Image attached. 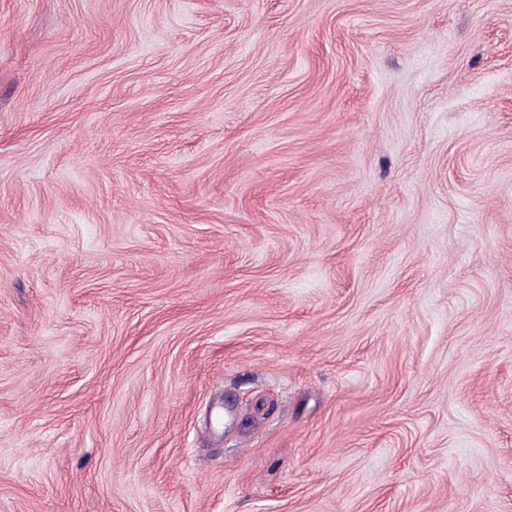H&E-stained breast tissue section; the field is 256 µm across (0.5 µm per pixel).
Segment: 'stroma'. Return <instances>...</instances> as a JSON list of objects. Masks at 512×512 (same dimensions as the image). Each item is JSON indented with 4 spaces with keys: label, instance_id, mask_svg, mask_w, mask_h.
<instances>
[{
    "label": "stroma",
    "instance_id": "1",
    "mask_svg": "<svg viewBox=\"0 0 512 512\" xmlns=\"http://www.w3.org/2000/svg\"><path fill=\"white\" fill-rule=\"evenodd\" d=\"M0 512H512V0H0Z\"/></svg>",
    "mask_w": 512,
    "mask_h": 512
}]
</instances>
